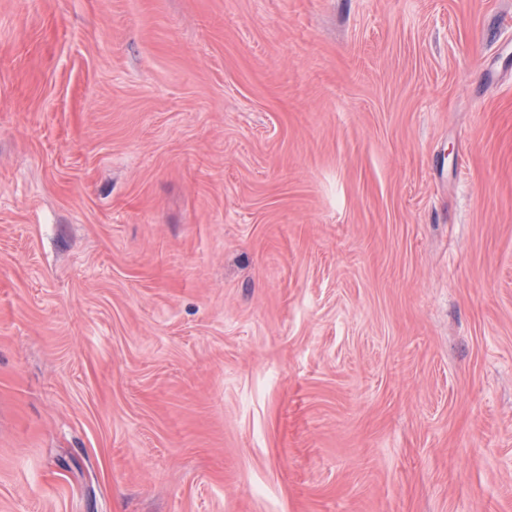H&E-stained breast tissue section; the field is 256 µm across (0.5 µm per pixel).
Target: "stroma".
I'll return each instance as SVG.
<instances>
[{
	"instance_id": "stroma-1",
	"label": "stroma",
	"mask_w": 512,
	"mask_h": 512,
	"mask_svg": "<svg viewBox=\"0 0 512 512\" xmlns=\"http://www.w3.org/2000/svg\"><path fill=\"white\" fill-rule=\"evenodd\" d=\"M0 512H512V0H0Z\"/></svg>"
}]
</instances>
